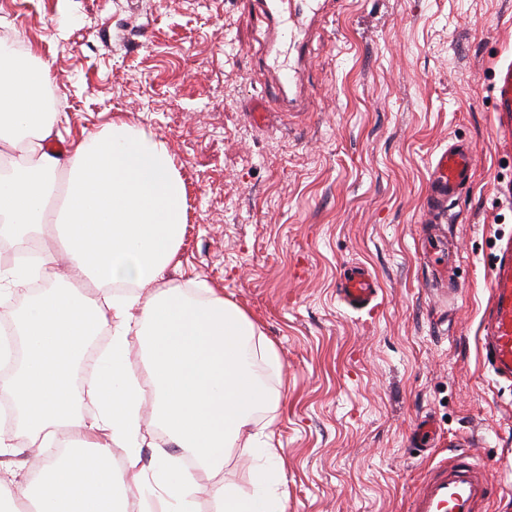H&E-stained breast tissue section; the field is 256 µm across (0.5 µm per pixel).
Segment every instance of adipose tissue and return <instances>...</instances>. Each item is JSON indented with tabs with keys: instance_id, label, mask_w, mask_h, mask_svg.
Segmentation results:
<instances>
[{
	"instance_id": "adipose-tissue-1",
	"label": "adipose tissue",
	"mask_w": 512,
	"mask_h": 512,
	"mask_svg": "<svg viewBox=\"0 0 512 512\" xmlns=\"http://www.w3.org/2000/svg\"><path fill=\"white\" fill-rule=\"evenodd\" d=\"M50 83L45 62L0 63V143L20 152L0 170V236L25 250L38 235L57 234L70 260L63 278L49 251L35 268L0 271L4 290L25 287L32 275L48 283L23 308L0 312L25 347L0 385L14 403V436L26 452L60 450L37 457L23 499L37 512H128L121 488L129 478L141 512H192L200 487L177 456L142 464L141 450L159 430L215 475L235 449L260 460L253 494L213 486L214 512H285L282 454L256 421L280 399L257 370L261 361L277 364L275 345L215 288L197 298L160 283L186 227V189L166 143L119 121L66 157L44 151L58 120L43 97ZM107 327L111 344L87 383L98 404L88 420L76 411L74 373ZM136 347L149 362L145 387L132 368Z\"/></svg>"
}]
</instances>
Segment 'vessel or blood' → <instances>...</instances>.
<instances>
[{"label": "vessel or blood", "instance_id": "b4317fda", "mask_svg": "<svg viewBox=\"0 0 512 512\" xmlns=\"http://www.w3.org/2000/svg\"><path fill=\"white\" fill-rule=\"evenodd\" d=\"M265 62L279 97L296 81L282 55L303 51L314 23L321 21V0H259ZM492 118L499 154L512 158V55H498L493 66ZM474 158L469 144L449 139L428 161L424 196L425 252L436 258L446 244L436 224L450 220L454 202L470 190ZM490 299L483 317L485 349L498 382L512 387V234L501 236L490 270ZM340 301L356 311L379 307V286L363 267L351 268L338 289ZM494 493L486 470L463 454L427 468L410 503V512H481Z\"/></svg>", "mask_w": 512, "mask_h": 512}]
</instances>
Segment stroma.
<instances>
[{
  "label": "stroma",
  "instance_id": "obj_1",
  "mask_svg": "<svg viewBox=\"0 0 512 512\" xmlns=\"http://www.w3.org/2000/svg\"><path fill=\"white\" fill-rule=\"evenodd\" d=\"M311 51L310 108L271 105L251 0H0V31L51 65L68 110L45 150L114 121L150 127L186 188L179 263L164 285L205 283L276 346L279 390L258 412L281 448L286 512H407L420 473L459 452L512 483V389L481 348L489 266L512 204L491 122L494 52L512 53V0H328ZM472 143L470 192L443 224L462 291L441 306L421 244L428 158ZM382 289L376 316L348 309L345 268ZM430 419L426 451L410 439ZM244 449L220 476L252 493Z\"/></svg>",
  "mask_w": 512,
  "mask_h": 512
}]
</instances>
